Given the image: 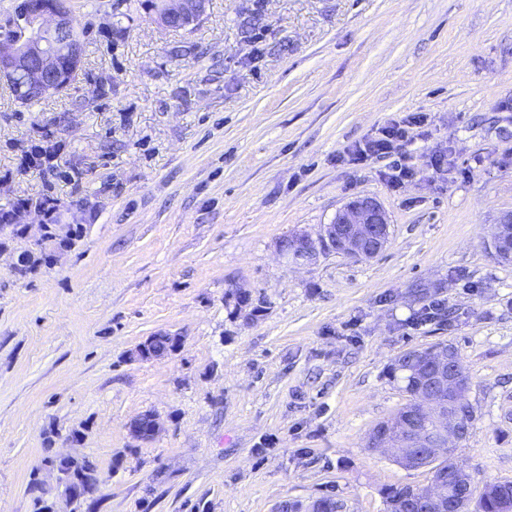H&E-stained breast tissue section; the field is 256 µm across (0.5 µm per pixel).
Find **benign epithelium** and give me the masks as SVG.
Wrapping results in <instances>:
<instances>
[{
    "label": "benign epithelium",
    "instance_id": "1",
    "mask_svg": "<svg viewBox=\"0 0 512 512\" xmlns=\"http://www.w3.org/2000/svg\"><path fill=\"white\" fill-rule=\"evenodd\" d=\"M207 0H159L155 20L164 27L177 25L187 28L198 24L206 13ZM27 33L18 37L0 34V83H18L24 98L23 104L49 93L58 76V57L68 55L80 65L83 62L81 39L70 12L57 6L54 0L39 3L25 16ZM389 216L379 201L373 197H358L341 208L336 221L314 239L306 233H294L280 241V248L295 261H311L328 251L355 258L377 255L388 239ZM432 373L430 387L419 390L428 415L448 418L445 439L430 441L416 427L409 429L403 443H385L382 451L389 452L409 468L419 467L426 458H443L445 446L458 444L465 434L457 426L453 409L443 410L437 397L443 391L460 402H467L469 390L463 385V374L453 349L425 360ZM161 425L153 414H144L132 425V434L141 440H150L160 431ZM75 460L65 455L53 464L57 482L63 487L66 504L86 497L82 484L74 481L68 465ZM469 472L463 466L448 468V482L442 481L428 489L424 496L430 508L437 512H458L457 500L447 493V488L461 487L468 483Z\"/></svg>",
    "mask_w": 512,
    "mask_h": 512
}]
</instances>
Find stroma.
<instances>
[{
  "label": "stroma",
  "instance_id": "35a3bbf8",
  "mask_svg": "<svg viewBox=\"0 0 512 512\" xmlns=\"http://www.w3.org/2000/svg\"><path fill=\"white\" fill-rule=\"evenodd\" d=\"M68 4L80 79L28 107L0 84V210L48 198L74 230L23 275L30 238L0 254V512H37L35 478L65 506L62 454L105 479L66 512H386L389 487L432 479L368 446L408 399L387 367L439 342L476 414L455 457L512 481V263L488 237L512 213V0H209L176 30L142 0ZM415 112L393 157L349 160ZM53 144L56 172L30 164ZM395 162L415 172L398 188ZM362 195L390 217L379 255H280ZM163 332L180 351L131 359Z\"/></svg>",
  "mask_w": 512,
  "mask_h": 512
}]
</instances>
